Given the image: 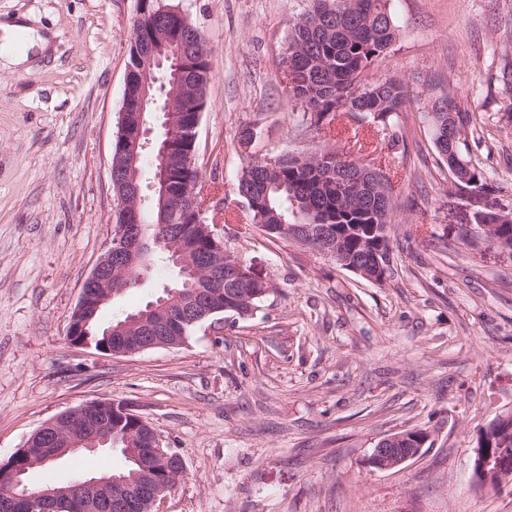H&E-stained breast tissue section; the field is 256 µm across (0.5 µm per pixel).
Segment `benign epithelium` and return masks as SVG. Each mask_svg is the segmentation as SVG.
Masks as SVG:
<instances>
[{
  "instance_id": "7a95c632",
  "label": "benign epithelium",
  "mask_w": 512,
  "mask_h": 512,
  "mask_svg": "<svg viewBox=\"0 0 512 512\" xmlns=\"http://www.w3.org/2000/svg\"><path fill=\"white\" fill-rule=\"evenodd\" d=\"M137 63L142 70L136 102L137 123H132L128 103H123L116 141L125 149L130 163H135L139 151L151 147L163 166L171 147L169 134L160 133L155 141H150L148 135L152 129L148 128L146 116H157L160 128L169 129L168 113L175 111V101L170 96L166 103H161L154 93L153 79L156 74L167 72L171 74V85L175 87L186 81L190 61L179 50H172L163 42L137 57ZM358 169L359 173L353 178L336 174V194L342 196L363 190L367 178L378 189L387 183V175L380 169L361 164ZM115 199L117 220L112 240L83 282L68 327L69 340L79 345L88 344L81 338L85 326L115 295L112 291V260L123 258L128 248L129 225L139 223L142 197L138 179L124 183L123 191L116 193ZM222 257L224 243L220 241L215 243L214 255L197 261L196 275L205 277L208 287L194 291L190 308L174 311L170 301L158 299L147 309L130 314L120 326L106 329V335H116L115 347L106 349V352L128 356L145 351L143 340L156 333L159 318L167 330L175 334L191 317L197 322L224 310ZM126 415H133V411L124 404L120 406L110 400H95L64 411L43 424L26 447L18 449L7 462L0 464V469L9 472V484L0 492V509L3 512H111L120 504L126 507L141 504L143 512H154L157 502L171 491L167 482L149 481L148 492L133 482L107 474L85 476L62 488H42L33 492L26 484V475L35 466L57 462L66 454L81 449L95 451L112 444V437L120 428L119 417ZM139 423L143 432L137 438L136 459H149L154 472L182 475L185 471L182 458L164 450L159 435L144 419H139ZM401 439L403 436L399 435L380 440L369 458L370 464L380 470H392L421 454L420 448L393 447V443ZM473 469L476 479L483 485L511 481L512 449L476 448Z\"/></svg>"
}]
</instances>
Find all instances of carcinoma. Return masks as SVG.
Segmentation results:
<instances>
[{
	"instance_id": "cac0c4a2",
	"label": "carcinoma",
	"mask_w": 512,
	"mask_h": 512,
	"mask_svg": "<svg viewBox=\"0 0 512 512\" xmlns=\"http://www.w3.org/2000/svg\"><path fill=\"white\" fill-rule=\"evenodd\" d=\"M172 3L138 5L140 19L136 25L135 45L129 50V64L134 66L135 54L153 44L158 34L164 32L179 40L185 54L192 60L194 71L188 88L177 95L181 111L175 114L173 149L166 163L171 188L177 196V208L168 214L169 223L177 225L175 232L167 234L159 224L158 198L148 207L140 208V223L132 225L131 238L142 240L139 250L141 267L117 270L112 277V287H133L142 265L159 260L177 269L176 280L163 287L162 297L182 299L181 293L193 283L192 270L181 263L184 254L196 262L198 254L212 249L206 228L197 222L201 195L200 171L186 164L190 151L196 144L185 139L182 125L195 108L197 98L203 96V88L209 81V62L204 39L198 29L187 28L179 16L162 7ZM397 26L387 9V0H313L308 13L291 27L288 47L282 63L290 66L288 85L291 99L299 102L310 113L316 127L322 122L335 119L339 99L350 93L352 83L379 58L391 45ZM372 94L360 100L359 111L375 121L386 122L403 109L411 106L406 86L398 77H389L371 83ZM470 123L469 114L458 117V126L443 133L433 131V140L439 155L444 151L464 157L463 135ZM328 156L322 161L302 164L285 154L277 165L268 167L263 158H253L242 168L237 182V192L247 189L253 192V205L249 209L252 223L265 224H325L330 234L342 237L346 252L362 254L361 239L368 237V225L378 223L379 206L387 200L364 204L348 197L336 196L328 173L336 168H354V160L334 149L318 151ZM464 181L458 185L468 189L491 190V185L475 165L462 170ZM264 285L242 280H224V291L232 293L234 300L224 304V313L239 317L251 316L260 307L263 298L258 296ZM124 454V467L114 472L135 483L144 479L139 464L125 455L124 442L112 444Z\"/></svg>"
}]
</instances>
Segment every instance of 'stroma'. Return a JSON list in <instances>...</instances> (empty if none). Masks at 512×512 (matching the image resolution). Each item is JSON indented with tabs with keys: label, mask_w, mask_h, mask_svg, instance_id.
I'll use <instances>...</instances> for the list:
<instances>
[{
	"label": "stroma",
	"mask_w": 512,
	"mask_h": 512,
	"mask_svg": "<svg viewBox=\"0 0 512 512\" xmlns=\"http://www.w3.org/2000/svg\"><path fill=\"white\" fill-rule=\"evenodd\" d=\"M202 33L212 80L198 159L228 253L270 281L254 315L198 327L185 345L112 356L71 343L81 286L114 233L110 178L137 0H0V24L45 34L0 66V462L53 416L95 399L127 405L180 454L159 512H512V482L473 477L480 431L512 410V249L469 244L481 213H512V0H388L398 26L365 72L402 77L417 104L388 123L337 113L316 129L286 95L280 61L311 0H175ZM471 114L468 157L490 190L457 188L433 143L432 97ZM256 137L242 147L243 129ZM336 148L394 187L382 283L251 224L236 194L249 158ZM177 275L154 266L100 324L143 307ZM428 445L373 468L385 436ZM101 448L62 458L65 481L123 466ZM3 29H8L13 33H23L27 37L26 46L18 51H1L4 66H20L29 59L28 50L33 47L43 48L47 44V39L41 34L30 28L25 22L18 20L12 24H4Z\"/></svg>",
	"instance_id": "obj_1"
}]
</instances>
